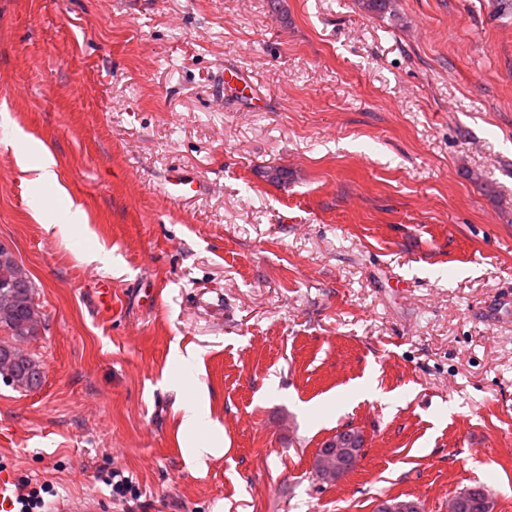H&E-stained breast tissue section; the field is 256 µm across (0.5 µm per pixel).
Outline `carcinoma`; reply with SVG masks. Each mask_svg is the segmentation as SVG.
Returning a JSON list of instances; mask_svg holds the SVG:
<instances>
[{"label": "carcinoma", "mask_w": 512, "mask_h": 512, "mask_svg": "<svg viewBox=\"0 0 512 512\" xmlns=\"http://www.w3.org/2000/svg\"><path fill=\"white\" fill-rule=\"evenodd\" d=\"M35 285L24 273L11 252L0 253V328L7 330L15 341H24L37 336L42 320L34 301ZM11 353L12 364L8 371L11 383L18 388L33 389L41 383L37 368L39 363L23 353L19 348L4 344L0 345V353ZM472 490L481 493L479 497L469 495V490L460 492L474 503L471 512H492V501L488 491L478 485Z\"/></svg>", "instance_id": "carcinoma-1"}]
</instances>
